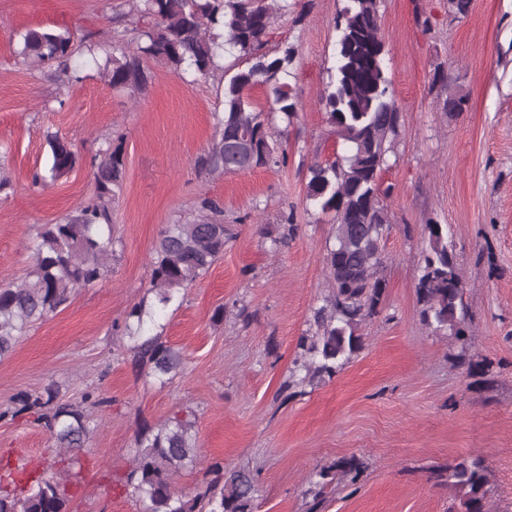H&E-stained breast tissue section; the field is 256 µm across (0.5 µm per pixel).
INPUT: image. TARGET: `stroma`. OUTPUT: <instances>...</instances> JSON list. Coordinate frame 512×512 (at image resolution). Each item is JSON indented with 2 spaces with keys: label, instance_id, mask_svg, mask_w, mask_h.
Returning a JSON list of instances; mask_svg holds the SVG:
<instances>
[{
  "label": "stroma",
  "instance_id": "obj_1",
  "mask_svg": "<svg viewBox=\"0 0 512 512\" xmlns=\"http://www.w3.org/2000/svg\"><path fill=\"white\" fill-rule=\"evenodd\" d=\"M344 0H288L270 49L295 50L296 114L273 132L287 165L230 174L201 164L224 114V72L201 77L146 63L144 90L117 92L105 52L80 49L62 85L52 69L15 54L26 28L97 37L123 31L130 0H0V286L19 283L40 228L84 206L95 192L92 161L122 138L126 172L112 205L109 275L78 289L0 358V462L19 473L68 468L26 402L54 387L62 403L84 393L89 410L80 474L67 484L69 512H141L121 488L141 427L190 415L202 464L175 488L205 484V461L254 479V512H458L434 469L477 457L490 471L488 512H512V0H382L380 34L399 135L381 174L391 224L384 237L380 312L357 329L362 349L336 375L289 390L297 343L332 294L325 258L332 227L306 203V167L336 150L320 102L335 63ZM467 101L442 109L445 84ZM69 141L73 171L43 188L32 175L50 161L47 133ZM224 206V254L157 317L154 333L183 365L159 383L134 366L120 327L149 291L153 248L166 225L192 218L202 198ZM293 216L285 224L284 216ZM447 225L465 283L466 341L423 325L416 283L427 220ZM357 457V480L339 479L320 503L314 475Z\"/></svg>",
  "mask_w": 512,
  "mask_h": 512
}]
</instances>
